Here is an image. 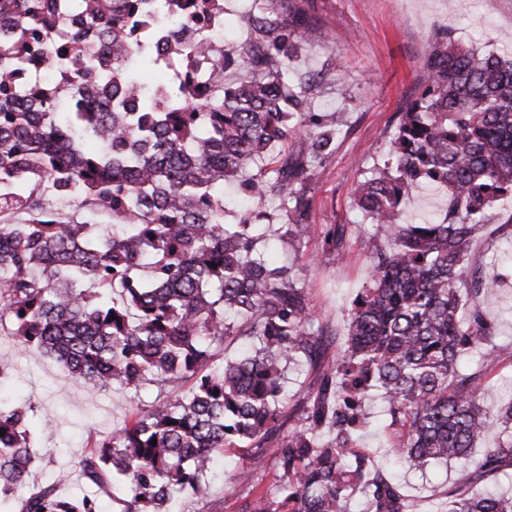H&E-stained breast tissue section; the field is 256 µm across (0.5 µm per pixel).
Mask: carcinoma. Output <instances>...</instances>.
Segmentation results:
<instances>
[{
	"label": "carcinoma",
	"instance_id": "carcinoma-1",
	"mask_svg": "<svg viewBox=\"0 0 512 512\" xmlns=\"http://www.w3.org/2000/svg\"><path fill=\"white\" fill-rule=\"evenodd\" d=\"M164 7L177 22L167 32L149 0H84L112 68L75 74L59 113L40 88L18 82L56 0H0V25L25 35L4 49L9 63L0 59V216L9 220L0 224V322L10 321L21 348L93 389L156 392L77 462L79 476L102 492L129 483L124 512H169L181 493L210 496L214 452L251 448L249 467L225 480L248 479L269 453L281 476L242 512H350L358 497L366 512H429L358 447L378 391L399 462L463 464L440 512H512V498L483 488L512 469V398L492 418L478 403L488 370L512 352L490 348L475 368L460 367L494 330L460 285L475 234L497 196L512 193V57L435 34L426 83L401 113L389 159L353 191L373 227L370 286L352 301L339 344L259 224L224 221V184L237 180L247 197L279 201L281 239L307 233V184L334 151L336 120L311 111L316 77L283 61L322 41L326 27L296 2L252 0L256 41L213 61L220 76L240 70L236 83L219 95L185 82L146 92L152 46L164 38L191 58L210 53L181 20L215 21L223 10L222 0ZM424 185L448 191L444 218L403 223V205ZM59 203L112 214V232L62 219ZM324 240L344 258L345 226H326ZM241 338L248 352L215 367L224 344ZM299 362L318 367L317 387L282 435L283 378ZM491 428L495 444L474 457ZM38 453L24 407L0 405V496L25 487ZM19 512L98 510L95 498L48 485Z\"/></svg>",
	"mask_w": 512,
	"mask_h": 512
}]
</instances>
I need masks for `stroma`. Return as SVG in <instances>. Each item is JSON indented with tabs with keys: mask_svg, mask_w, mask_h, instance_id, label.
Returning a JSON list of instances; mask_svg holds the SVG:
<instances>
[{
	"mask_svg": "<svg viewBox=\"0 0 512 512\" xmlns=\"http://www.w3.org/2000/svg\"><path fill=\"white\" fill-rule=\"evenodd\" d=\"M306 9L325 19L330 31L322 43L300 50L296 67L319 77L312 109L335 114L336 148L309 181V232L299 242L279 244L278 254L307 288L319 321L340 332L357 292L369 285L363 241L371 227L353 205L356 182L386 159L400 112L420 94L434 32H450L464 47L512 54V0H307ZM490 214L491 223L472 242L465 279L479 286L482 308L496 326L488 344L512 346V261L503 257L512 244V201ZM327 224L346 226V262L326 251ZM0 360L12 365L0 387L26 407L41 450L25 487L29 493L49 484L65 494L81 493L77 462L134 405L155 398L150 390L134 398L118 389H90L54 358L21 350L7 323L0 325ZM462 475L460 464H439L424 473L401 469L398 481L406 495L439 501ZM279 478L269 465L248 483L217 479L208 500L182 499L174 508L239 512L253 489L271 488Z\"/></svg>",
	"mask_w": 512,
	"mask_h": 512,
	"instance_id": "obj_1",
	"label": "stroma"
}]
</instances>
